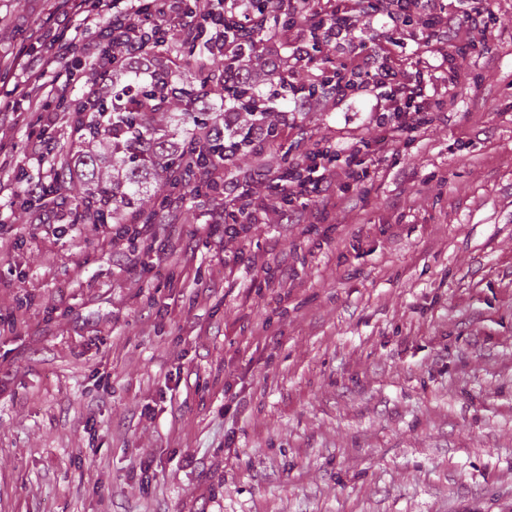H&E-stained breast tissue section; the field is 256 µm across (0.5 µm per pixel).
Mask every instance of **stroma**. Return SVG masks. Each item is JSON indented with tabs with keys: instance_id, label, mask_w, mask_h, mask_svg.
Instances as JSON below:
<instances>
[{
	"instance_id": "1",
	"label": "stroma",
	"mask_w": 512,
	"mask_h": 512,
	"mask_svg": "<svg viewBox=\"0 0 512 512\" xmlns=\"http://www.w3.org/2000/svg\"><path fill=\"white\" fill-rule=\"evenodd\" d=\"M61 18L58 0H0V53ZM361 43L415 71L413 46ZM458 105L360 208L316 223L268 215L236 238L223 197L187 193L154 244L80 224L51 181L37 117L0 121V512H512V0ZM366 100L280 126L225 173L273 190L281 148L374 139ZM143 271L133 278L129 258ZM288 264V286L266 269Z\"/></svg>"
}]
</instances>
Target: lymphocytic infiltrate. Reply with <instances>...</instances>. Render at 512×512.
<instances>
[{
  "mask_svg": "<svg viewBox=\"0 0 512 512\" xmlns=\"http://www.w3.org/2000/svg\"><path fill=\"white\" fill-rule=\"evenodd\" d=\"M284 12L289 31L296 38L291 56L297 66L319 63L321 79L317 90L325 100L341 105L357 96L371 101V118L380 129L373 141L349 136L343 142L305 140L300 164L279 172L276 194L257 198L247 179L224 181V199L231 211L210 217L213 228L236 233L238 227L259 223L275 212L283 223H298L309 204H317L318 223H327L339 205L356 206L354 188L368 178V165L376 159H397L416 137L455 109L461 65L474 53H486L494 20L492 0H464L451 11L446 0H62L65 17L94 27L96 41L84 48V63L90 72L84 97H92L112 79L116 67L144 77L157 63L161 42L145 38L153 26L176 32L186 44L208 38L221 51L233 52L262 29L267 14ZM424 13L423 31L412 28V19ZM382 16L387 29L403 40L447 43L442 58V75L432 72L404 73L380 61L375 54L362 53L356 45L360 17ZM465 30L466 39L454 36ZM71 49L67 31L39 37L30 48L12 59L21 87L18 100L0 97V115L16 120L24 111L38 113L42 122L52 114L68 110L77 114L78 103L70 93L74 80L63 59Z\"/></svg>",
  "mask_w": 512,
  "mask_h": 512,
  "instance_id": "1",
  "label": "lymphocytic infiltrate"
}]
</instances>
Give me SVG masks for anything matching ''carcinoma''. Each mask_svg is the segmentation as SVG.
<instances>
[{
  "label": "carcinoma",
  "mask_w": 512,
  "mask_h": 512,
  "mask_svg": "<svg viewBox=\"0 0 512 512\" xmlns=\"http://www.w3.org/2000/svg\"><path fill=\"white\" fill-rule=\"evenodd\" d=\"M216 56L209 44L193 50L175 40L166 51L183 59V68H160L139 79L124 71L82 109L76 126L83 185L78 206L101 224H136L152 220V195L178 196L185 166L182 148L199 131L210 132L211 157L232 163L253 152L252 131L262 121L276 129L279 115L259 105L261 87L281 85L292 91L288 71L249 41L221 66L204 59Z\"/></svg>",
  "instance_id": "1"
}]
</instances>
